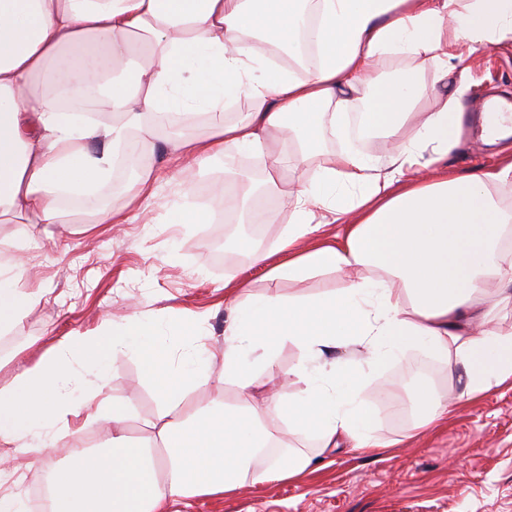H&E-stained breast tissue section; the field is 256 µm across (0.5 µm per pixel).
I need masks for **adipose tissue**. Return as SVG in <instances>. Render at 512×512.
<instances>
[{
	"instance_id": "obj_1",
	"label": "adipose tissue",
	"mask_w": 512,
	"mask_h": 512,
	"mask_svg": "<svg viewBox=\"0 0 512 512\" xmlns=\"http://www.w3.org/2000/svg\"><path fill=\"white\" fill-rule=\"evenodd\" d=\"M259 39L292 58L312 47L317 62L301 74L275 65ZM511 39L512 0H0V222L27 213L40 224L122 223L127 208L153 196L151 174L130 184L126 207L86 201L111 184L117 149L132 134L148 148L167 140L194 166L248 152L271 159L275 172L248 194L247 213L274 222L275 197L293 208L279 243L288 259L268 279L343 280L311 295H236L220 352L195 331L179 358L152 323L107 316L95 334L59 342L0 387L7 445L54 446L73 417L86 428L112 423L110 444L75 449L48 474L51 512H168L179 497L303 477L316 455L345 441L376 454L378 416L359 398L357 359L380 369L428 351L457 374L469 400L512 381V330L494 325L495 311L512 310V250L502 245L512 211L499 197L512 185V116L498 114L488 137L500 146L497 164L452 173L441 164L461 143L463 73L444 70L432 108L419 112L426 87L418 73L391 81L377 74L390 54L444 62L453 46L474 51ZM241 100L247 112L224 121L225 103ZM359 108L365 126L387 140L385 158L346 148L315 180L279 179L293 160L271 132L288 131L307 156L325 129L342 128ZM175 115L208 118L211 131L171 134ZM325 224L335 225L333 239L320 237ZM25 276L20 261L0 263V334L42 296L21 288ZM286 343L305 361L290 371L299 389L282 410L318 448L269 457L276 442L249 402L256 379L244 362L275 375L276 349ZM124 357L155 389L162 452L131 442L130 403L104 397L84 375ZM228 381L239 405L224 403ZM200 386L213 387L209 402L169 422L181 394ZM414 397L412 438L449 411L430 387Z\"/></svg>"
}]
</instances>
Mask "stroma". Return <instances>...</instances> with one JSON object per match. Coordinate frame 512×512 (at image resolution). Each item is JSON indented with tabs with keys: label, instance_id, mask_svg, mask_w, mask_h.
<instances>
[{
	"label": "stroma",
	"instance_id": "obj_1",
	"mask_svg": "<svg viewBox=\"0 0 512 512\" xmlns=\"http://www.w3.org/2000/svg\"><path fill=\"white\" fill-rule=\"evenodd\" d=\"M467 129L461 148L448 159V168L465 173L494 163L495 148L485 145L473 132L480 98L500 96L512 100V41L465 54ZM348 139L360 152L384 155L385 143L377 135L363 136L346 130L344 137L323 134V152L307 161L308 173L324 165L329 153ZM122 153L121 176L146 170L158 174L157 197L146 213L130 211L123 224H51L35 226L31 216L0 223V251L10 250L15 240L28 241L21 259L36 275L43 297L8 333L0 334V387L34 366L51 346L74 333L92 334L105 314H138L169 333L175 317L186 320L203 316L201 329L215 347L224 345V321L229 301L224 279L250 285L259 293L269 284L266 273L281 263L277 243L286 232L292 210L279 206L276 222L265 224L262 237H255L249 224L202 223L185 227L171 224L169 209L188 202L205 210L200 196L203 184L222 189L225 175L239 167L238 155L215 158L202 171H186L183 163L165 150H146L128 141ZM249 240L267 255L258 265L241 254L225 260L215 258V236ZM303 357L293 344L276 352L275 377L260 375L251 390L252 402L264 409L266 423L283 441L301 445L303 436L289 432L270 393L288 399L297 384L288 379L289 369ZM359 398L378 405L377 436L385 447L375 456H363L339 448L318 463L315 471L298 481H269L247 486L221 496H195L172 502L169 512H512V383L492 388L482 396L459 399L456 378L441 361L421 352L408 353L400 363L377 372L362 370ZM391 385L394 394L386 401L377 397L378 382ZM447 393L451 410L446 424L425 436L410 439L404 415L418 413L412 392L420 384ZM105 395L130 401L132 419L125 432L135 439L151 437L148 420L154 419L157 397L143 377L138 363L123 359L112 365L104 381ZM111 423H103L86 436L62 440L44 449L43 467L31 466V452L13 449L12 468L0 476V497L28 495L44 480L47 468L62 462L72 445L90 439L108 441Z\"/></svg>",
	"mask_w": 512,
	"mask_h": 512
}]
</instances>
